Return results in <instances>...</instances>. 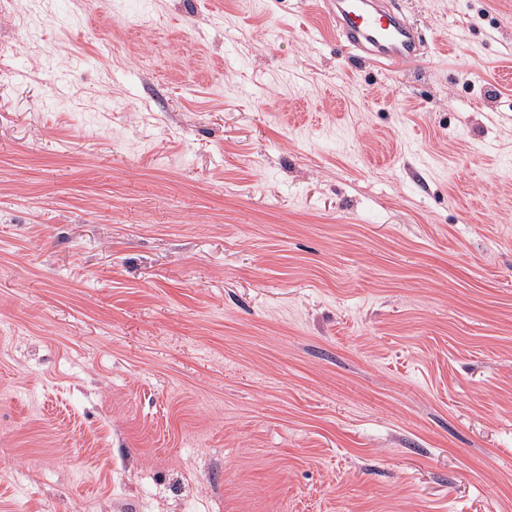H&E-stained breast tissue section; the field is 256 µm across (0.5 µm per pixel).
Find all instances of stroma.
Listing matches in <instances>:
<instances>
[{
	"mask_svg": "<svg viewBox=\"0 0 512 512\" xmlns=\"http://www.w3.org/2000/svg\"><path fill=\"white\" fill-rule=\"evenodd\" d=\"M0 0V512H512V0ZM376 0H336L333 20L349 53L371 59L389 74L422 60L419 30Z\"/></svg>",
	"mask_w": 512,
	"mask_h": 512,
	"instance_id": "obj_1",
	"label": "stroma"
}]
</instances>
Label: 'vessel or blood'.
Returning a JSON list of instances; mask_svg holds the SVG:
<instances>
[{"label":"vessel or blood","instance_id":"obj_1","mask_svg":"<svg viewBox=\"0 0 512 512\" xmlns=\"http://www.w3.org/2000/svg\"><path fill=\"white\" fill-rule=\"evenodd\" d=\"M336 30L348 52L399 74L422 59L419 30L379 0H336Z\"/></svg>","mask_w":512,"mask_h":512}]
</instances>
